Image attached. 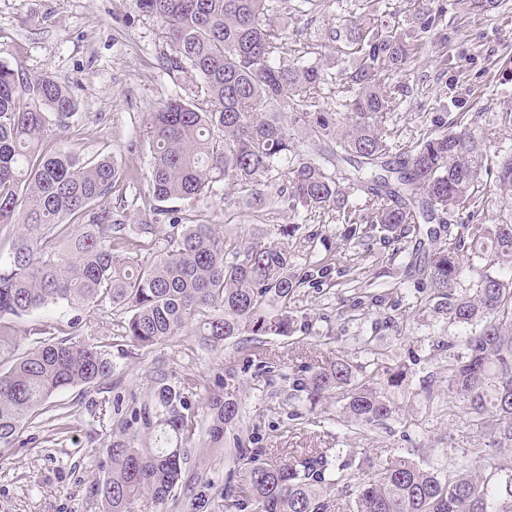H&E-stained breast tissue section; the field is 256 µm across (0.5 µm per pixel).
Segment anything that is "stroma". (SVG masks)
I'll return each instance as SVG.
<instances>
[{"label":"stroma","instance_id":"35a3bbf8","mask_svg":"<svg viewBox=\"0 0 512 512\" xmlns=\"http://www.w3.org/2000/svg\"><path fill=\"white\" fill-rule=\"evenodd\" d=\"M356 2L327 0L316 13L290 12L289 27L306 33L334 27L341 16L357 12ZM444 4L438 36L425 42L402 78L408 97L397 114L399 143L415 140L425 127V114L443 107L451 115L468 113L481 148L492 156L512 146V0L484 13L469 10L466 0ZM0 52L13 55L26 76H53L78 97L81 121L66 129L50 127L43 136L47 151L110 155L136 172L135 183H117L100 207L145 204L149 165L135 143L142 138L146 115L177 93L162 69L172 48L159 20L142 14L136 0H0ZM482 188L483 210H460L455 234L467 225L512 218V198L503 195L494 176H484ZM237 196L234 187L216 183L189 217L250 238L260 224ZM347 231V225L319 218L286 239L296 270L304 269L310 254L323 260L321 284L295 293V331L288 336H241L206 349L188 328L163 344L122 355L112 345L119 317L107 304L59 305L1 321L14 344L0 351V371L39 342L65 338L69 322L78 317L82 341L108 354L121 383L58 392L10 446L0 447V512H101L90 487L102 474L112 419L101 416L100 409L111 405L115 393H144L158 361L179 376L195 378L202 388L234 368L243 422L257 426L266 462L311 449L350 448L376 469L396 455L429 469L460 455L471 434L461 410L443 399L436 413H427L423 390L446 389L448 348L460 346L462 328L448 324L429 303L408 253L366 245ZM312 233L317 236L313 243L308 240ZM371 334L383 338L376 358L381 367L401 365L407 372L386 426L359 431L349 426L335 400L312 406L295 396L291 378L300 366L315 369L337 357L358 364L373 359L357 342ZM245 347L273 363V372L244 365ZM190 465L210 485L181 496L180 512H222L224 484L234 472L228 449H192Z\"/></svg>","mask_w":512,"mask_h":512}]
</instances>
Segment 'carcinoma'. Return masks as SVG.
I'll use <instances>...</instances> for the list:
<instances>
[{
    "instance_id": "obj_1",
    "label": "carcinoma",
    "mask_w": 512,
    "mask_h": 512,
    "mask_svg": "<svg viewBox=\"0 0 512 512\" xmlns=\"http://www.w3.org/2000/svg\"><path fill=\"white\" fill-rule=\"evenodd\" d=\"M361 2L358 17L328 32L335 53L354 61L338 79L309 58L308 43L288 55L283 0H137L173 46L163 68L181 93L146 119L139 149L149 156L155 204L135 224L122 210L97 208L126 180L112 157L82 162L69 151L40 149L46 128L78 121L73 91L49 75L28 80L0 59V225L16 228L0 251V317L108 303L126 314L113 336L117 348L152 347L190 326L212 348L237 336L288 335L292 299L308 274L292 271L284 243L263 233L246 244L213 224L183 223L180 209L157 207L178 201L191 209L223 181L248 209L287 207L288 221L276 228L283 238L327 213L349 225L352 238L438 244L427 257L414 256L436 309L465 329L464 352L448 365V397L462 403L480 442L433 470L395 457L351 490L350 449L262 462L254 433L238 426L234 374H218L200 391L159 364L146 394L112 402L103 476L92 489L102 512H165L178 491L208 483L188 466L199 446L231 448L239 467L238 484L224 485V512H328L327 493L338 486L352 496L351 512H490L491 496L512 499V466L474 472L465 461L487 447H512V276L503 274L512 269V224L478 225L468 243L452 235L448 214L483 201L485 161L467 114L433 120L394 152L404 89L393 76L438 30L443 4L425 0L415 35L405 39L375 19L379 0ZM332 84L336 107L327 108L322 94ZM496 178L512 193V154L500 158ZM358 191L369 197L365 209L350 201ZM469 251L485 265L464 288ZM70 328V337L41 343L0 373L1 445L56 392L114 375L104 352L72 340L80 318ZM405 379L400 367L381 372L337 358L310 374L298 370L292 387L311 403L336 399L358 426L372 429L392 417L389 393Z\"/></svg>"
}]
</instances>
